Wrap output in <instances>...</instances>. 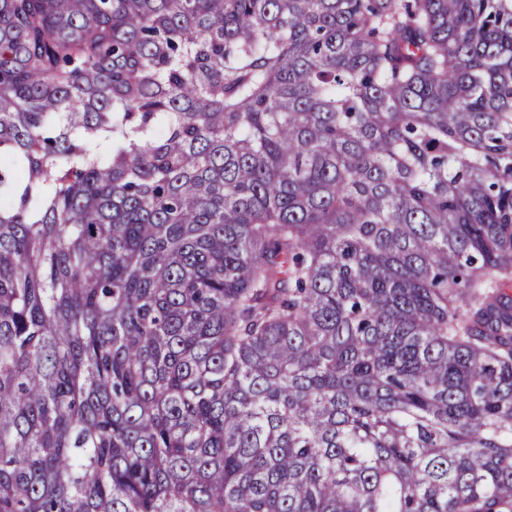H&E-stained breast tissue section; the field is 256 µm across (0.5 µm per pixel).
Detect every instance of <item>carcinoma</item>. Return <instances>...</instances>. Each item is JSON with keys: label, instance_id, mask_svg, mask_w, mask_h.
Masks as SVG:
<instances>
[{"label": "carcinoma", "instance_id": "carcinoma-1", "mask_svg": "<svg viewBox=\"0 0 512 512\" xmlns=\"http://www.w3.org/2000/svg\"><path fill=\"white\" fill-rule=\"evenodd\" d=\"M512 0H0V512H512Z\"/></svg>", "mask_w": 512, "mask_h": 512}]
</instances>
